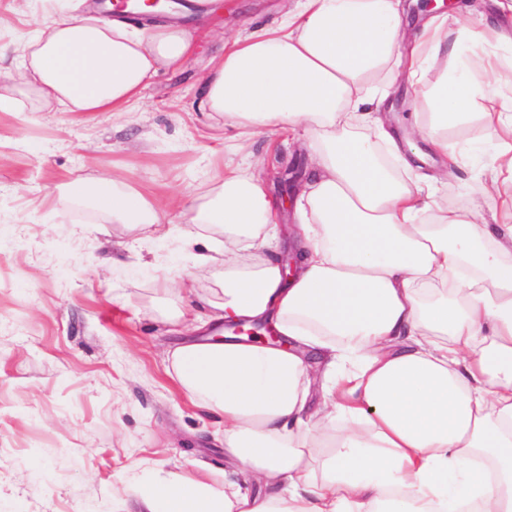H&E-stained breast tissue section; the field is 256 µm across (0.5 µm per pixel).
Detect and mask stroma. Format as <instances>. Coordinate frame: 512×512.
<instances>
[{
	"instance_id": "obj_1",
	"label": "stroma",
	"mask_w": 512,
	"mask_h": 512,
	"mask_svg": "<svg viewBox=\"0 0 512 512\" xmlns=\"http://www.w3.org/2000/svg\"><path fill=\"white\" fill-rule=\"evenodd\" d=\"M283 3L224 0L194 14L193 52L181 68L159 69L122 116L34 100L0 112V512H140L122 480L137 459L223 487L224 424L168 372L184 339L162 318L194 296L158 294L164 274L188 265L179 239L143 241L72 189L132 180L165 202L162 223L185 229L196 195L250 157L264 163L269 198L286 203V167L311 171L304 131L247 137L197 109L223 36L274 25ZM55 16L54 0H0V47ZM241 141L244 157L229 151ZM492 175L484 163L463 170L437 196L482 205L478 185Z\"/></svg>"
}]
</instances>
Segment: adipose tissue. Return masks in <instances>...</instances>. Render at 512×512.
<instances>
[{"mask_svg": "<svg viewBox=\"0 0 512 512\" xmlns=\"http://www.w3.org/2000/svg\"><path fill=\"white\" fill-rule=\"evenodd\" d=\"M477 32L430 16L407 38L402 0H289L278 23L225 41L200 77L199 106L251 132L285 125L309 134L315 172L296 192L297 270L270 252L276 206L252 168L225 171L180 232L192 271L224 270L201 308L168 313L191 335L173 354L188 397L224 418V452L239 464L223 488L132 462L129 491L146 512H512V182L484 184L491 211L440 209L436 185L469 153L448 127L479 100L495 136L493 169L512 175V95L500 92L512 56V0ZM469 51L448 65L449 41ZM193 50L183 27L149 34L115 19L92 23L74 0L12 50L0 112L28 93L73 112L120 113L158 66ZM434 72L399 146L382 118L398 68ZM440 158L425 172L428 155ZM116 224L164 232L161 205L131 185L79 188ZM272 322L287 347L195 341L211 324ZM321 404L310 411L313 380ZM253 482L243 488L240 477Z\"/></svg>", "mask_w": 512, "mask_h": 512, "instance_id": "1", "label": "adipose tissue"}]
</instances>
